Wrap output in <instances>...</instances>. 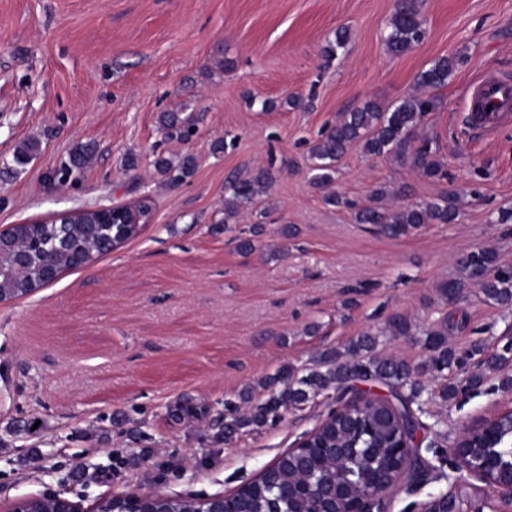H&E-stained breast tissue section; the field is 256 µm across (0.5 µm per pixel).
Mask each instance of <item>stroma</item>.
I'll return each mask as SVG.
<instances>
[{
    "label": "stroma",
    "instance_id": "35a3bbf8",
    "mask_svg": "<svg viewBox=\"0 0 512 512\" xmlns=\"http://www.w3.org/2000/svg\"><path fill=\"white\" fill-rule=\"evenodd\" d=\"M419 3L425 36L394 56L385 37L397 0H0V231L153 199L138 237L0 304V512L48 489L87 506L122 492L229 494L333 404L328 390L276 424L224 439L226 406L263 403L265 380L283 366L307 375L320 352L365 333L376 335L377 354L418 365L424 331L445 317L459 352L512 342V308L470 283L453 301L437 290L481 247L512 266V120L486 129L468 121L469 87L512 80V0ZM339 28L348 43L327 54ZM441 57L459 63L424 130L446 177L354 145L333 184L346 203L325 204L309 181L310 146L343 113L418 92L419 73ZM290 96L303 107H288ZM169 111L194 117L189 141L163 139L158 117ZM26 139L40 151L15 165ZM80 143L94 145L92 164L49 187L46 173ZM158 154L193 155L189 184L161 183ZM130 155L136 167L125 166ZM268 166L265 232L243 250L256 219L217 229L224 182ZM402 186L409 204L448 192L457 222L397 238L356 222L376 189ZM285 224L293 236L281 235ZM394 313L415 335L386 333ZM510 378L512 364L485 371L480 388L445 401L439 380L422 374L433 395L426 442L452 452L464 428L512 407ZM447 490L434 471L403 480L390 512Z\"/></svg>",
    "mask_w": 512,
    "mask_h": 512
}]
</instances>
